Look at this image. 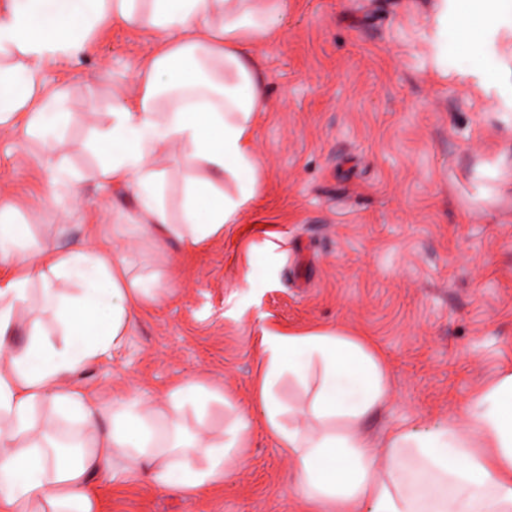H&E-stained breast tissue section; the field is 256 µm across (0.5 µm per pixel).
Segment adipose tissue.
I'll use <instances>...</instances> for the list:
<instances>
[{"instance_id": "ef3b65f1", "label": "adipose tissue", "mask_w": 512, "mask_h": 512, "mask_svg": "<svg viewBox=\"0 0 512 512\" xmlns=\"http://www.w3.org/2000/svg\"><path fill=\"white\" fill-rule=\"evenodd\" d=\"M281 3L11 0L0 15V56L18 52L27 63L0 69V123L28 113L27 132L54 152L59 98L41 90L45 61L81 46L106 19L155 34L158 48L134 92L94 133L108 149L101 176L131 192L128 219L145 237L195 251L241 223L258 194L254 129L270 102L254 50L273 38ZM177 150L206 176L185 178L174 211L154 160ZM35 281L53 322L31 321L28 344L16 350L7 338ZM158 297L151 283L130 277L121 251L83 242L32 251L25 227L0 211V512H100L99 484L129 476L194 494L223 484L240 465L251 441L248 412H238L223 437L205 426L183 434V408L213 398L202 386L178 385L156 403L136 393L105 401L66 384L78 369L118 354L139 312ZM316 361L322 372L313 402L282 420L274 380L285 372L305 379ZM390 393L385 361L354 335H267L254 402L292 463L285 489L307 512H512L511 368L475 392L463 415L378 439L367 423ZM47 404L78 425L76 457L61 455L40 430L37 414Z\"/></svg>"}]
</instances>
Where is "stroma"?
<instances>
[{"instance_id": "obj_1", "label": "stroma", "mask_w": 512, "mask_h": 512, "mask_svg": "<svg viewBox=\"0 0 512 512\" xmlns=\"http://www.w3.org/2000/svg\"><path fill=\"white\" fill-rule=\"evenodd\" d=\"M440 14L441 0H285L255 52L271 101L254 137L258 195L189 254L125 223L132 197L100 181L91 145L151 39L108 22L45 64L46 91L65 97L59 141L49 154L21 122L0 125V208L33 246L114 247L160 287L119 354L71 387L159 400L198 382L225 396L205 412L219 431L252 404L264 333L337 327L386 360L391 396L368 423L380 435L446 422L512 367V6L473 39ZM289 469L258 414L219 492L131 479L100 499L103 512H303Z\"/></svg>"}]
</instances>
